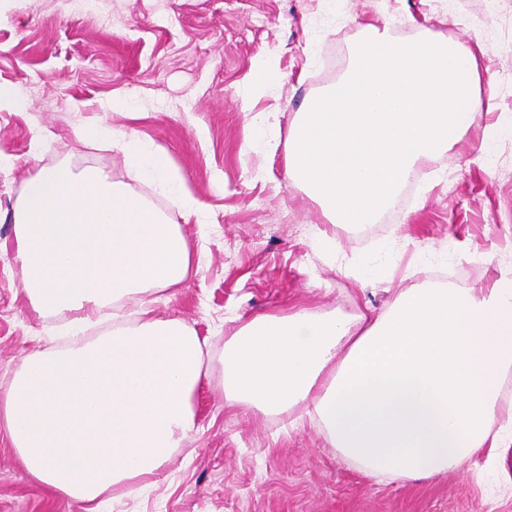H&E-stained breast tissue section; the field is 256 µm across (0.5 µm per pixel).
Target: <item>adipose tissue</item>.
<instances>
[{
    "instance_id": "obj_1",
    "label": "adipose tissue",
    "mask_w": 512,
    "mask_h": 512,
    "mask_svg": "<svg viewBox=\"0 0 512 512\" xmlns=\"http://www.w3.org/2000/svg\"><path fill=\"white\" fill-rule=\"evenodd\" d=\"M14 239L30 303L73 313L75 334L126 297L181 283L191 265L179 229L142 197L65 167L29 181ZM204 345L183 320L150 316L35 353L0 391V430L33 481L100 512L193 432ZM219 362L229 404L264 416L309 405L330 447L374 474L454 472L505 445L491 426L512 376V274L414 288L353 318L271 312Z\"/></svg>"
}]
</instances>
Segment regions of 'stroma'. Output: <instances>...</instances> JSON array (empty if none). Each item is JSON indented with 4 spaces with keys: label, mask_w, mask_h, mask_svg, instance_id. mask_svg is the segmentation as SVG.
<instances>
[{
    "label": "stroma",
    "mask_w": 512,
    "mask_h": 512,
    "mask_svg": "<svg viewBox=\"0 0 512 512\" xmlns=\"http://www.w3.org/2000/svg\"><path fill=\"white\" fill-rule=\"evenodd\" d=\"M370 25L481 46L495 109L423 165L399 218H378L363 238L329 223L286 158L298 112L346 72ZM260 62L273 78L259 90ZM0 86L22 100L0 110V380L71 341L70 314L31 305L16 259L14 214L39 173L100 172L178 225L199 258L181 284L113 310L128 323L145 308L183 319L211 361L195 432L104 512H512L499 491L512 447L458 474L383 481L331 448L305 405L270 416L227 407L218 363L225 342L269 312L348 317L428 285L434 269H463L464 288L512 271V0H0ZM266 112L275 122L253 131ZM94 127L108 137L91 138ZM121 140L163 149L167 171L144 176ZM0 512L86 506L34 483L0 431Z\"/></svg>",
    "instance_id": "obj_1"
}]
</instances>
